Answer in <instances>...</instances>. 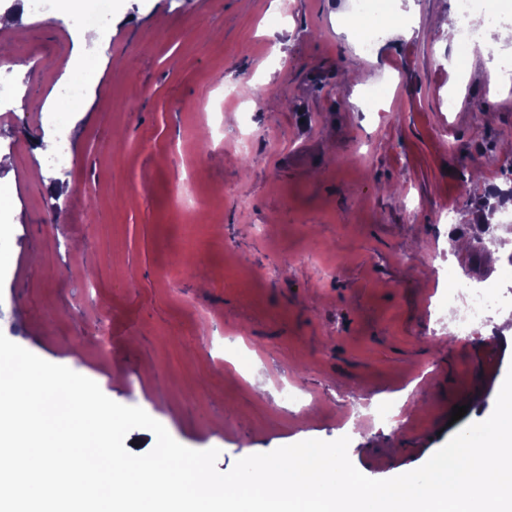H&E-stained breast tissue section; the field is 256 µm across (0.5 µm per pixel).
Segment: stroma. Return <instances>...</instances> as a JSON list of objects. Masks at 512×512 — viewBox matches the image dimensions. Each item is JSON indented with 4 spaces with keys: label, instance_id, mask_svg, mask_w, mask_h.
I'll list each match as a JSON object with an SVG mask.
<instances>
[{
    "label": "stroma",
    "instance_id": "obj_1",
    "mask_svg": "<svg viewBox=\"0 0 512 512\" xmlns=\"http://www.w3.org/2000/svg\"><path fill=\"white\" fill-rule=\"evenodd\" d=\"M88 4L57 0L47 18L0 0L24 83L0 111V142L17 148L0 192L18 234L0 332L182 445L219 449L222 473L346 436L356 469L388 479L448 442L454 405L467 408L459 425L491 415L512 340L499 325L458 335L433 309L449 277L500 276L501 249L473 265L443 237L502 176L512 94L482 82L478 49L449 67L453 0H393L407 27L384 30L373 54L351 0H114L93 78L70 76L85 89L71 103L54 80L75 51L69 17ZM352 69L375 73L372 86L345 83ZM48 110L71 155L63 170L28 144ZM400 394L395 421L366 419L368 403Z\"/></svg>",
    "mask_w": 512,
    "mask_h": 512
}]
</instances>
